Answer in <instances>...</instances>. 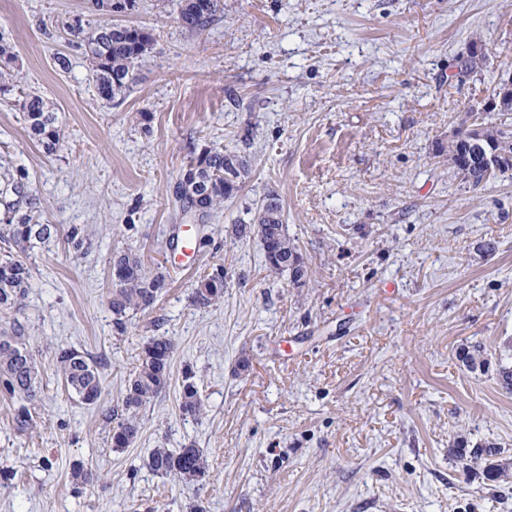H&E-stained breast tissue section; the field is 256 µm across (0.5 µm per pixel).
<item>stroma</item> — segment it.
Instances as JSON below:
<instances>
[{"instance_id":"obj_1","label":"stroma","mask_w":512,"mask_h":512,"mask_svg":"<svg viewBox=\"0 0 512 512\" xmlns=\"http://www.w3.org/2000/svg\"><path fill=\"white\" fill-rule=\"evenodd\" d=\"M181 4L107 15L92 0H0L18 75L0 96V204L24 171L35 221L58 229L21 254L32 277L15 319L40 384L24 432L0 394V512H512V477L486 481L451 452L490 441L512 467V394L496 382L512 364V171L475 187L448 162L465 113L512 72V0H220L193 33ZM76 18L154 32L114 102L64 40ZM476 43L486 63L461 76ZM27 93L58 116L55 151L28 133ZM213 147L248 154L250 172L223 206L185 217L176 185ZM270 194L303 284L268 270L258 236L234 234ZM72 224L86 230L78 249ZM123 250L168 286L121 333L108 298ZM219 266L223 299L194 305ZM153 336L174 344L168 388L113 447L105 415ZM61 345L98 362V403L65 388ZM477 345L482 370L457 358ZM188 377L199 416L178 406ZM189 445L203 481L143 465ZM77 463L98 482L77 485Z\"/></svg>"}]
</instances>
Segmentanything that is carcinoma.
<instances>
[{"label": "carcinoma", "instance_id": "cac0c4a2", "mask_svg": "<svg viewBox=\"0 0 512 512\" xmlns=\"http://www.w3.org/2000/svg\"><path fill=\"white\" fill-rule=\"evenodd\" d=\"M219 0H184L179 13L181 25L189 30L206 26L215 15ZM71 36L69 43L91 61L92 81L99 97L111 102L117 95L131 87L136 71L142 64L153 43L151 32L142 26L106 24L91 31L82 22L66 24ZM11 57L0 52V92L8 91L16 78L8 65ZM28 122L29 134L46 150L53 151L59 144L56 113L49 109L43 97L28 93L20 102ZM448 162L463 179L476 187L480 184L484 166L493 164L500 172L512 170V130L481 128L448 144ZM190 179L177 184L176 194L186 214H204L224 200L237 194L250 171L246 155L222 148L206 149L187 165ZM257 232L263 241L267 267L275 272L291 273L294 282L304 280L307 270L303 258L291 246L285 233L282 208L278 198L270 196L254 216V224H241L238 233ZM57 232L53 224H38L33 216L22 213L13 204L4 210L0 218V241L8 250L0 255V314L17 309L25 295L31 278V269L23 261L14 258L9 248L21 244H33L46 240ZM119 263L125 274L120 282L112 285L109 307L114 315V326L124 332L126 311H145L153 306L166 278L161 274L147 276L139 260L127 251L119 254ZM224 296V271L214 270L204 277L192 294L198 306H209ZM174 344L165 336H154L143 347L140 363L128 380L122 398V409L117 425L112 428V447L129 446L140 430V411L166 390L170 377ZM57 364L61 378L67 387L85 404L96 403L101 396V380L97 362L72 347L61 346L57 351ZM461 362L470 369L486 366L481 348L464 350L459 354ZM38 370L31 349L25 338L24 326L15 323L11 335L0 336V392L18 399L19 406L13 417L19 431L29 428L32 421L28 402L36 396ZM180 410L192 416L204 411V402L192 381H185L180 394ZM460 459L478 463L486 461L484 478L496 482L504 476V470L494 464L493 457L500 454L496 444L486 442L472 448L458 446ZM144 464L151 471L173 479L198 480L208 471L207 460L198 448H155Z\"/></svg>", "mask_w": 512, "mask_h": 512}]
</instances>
